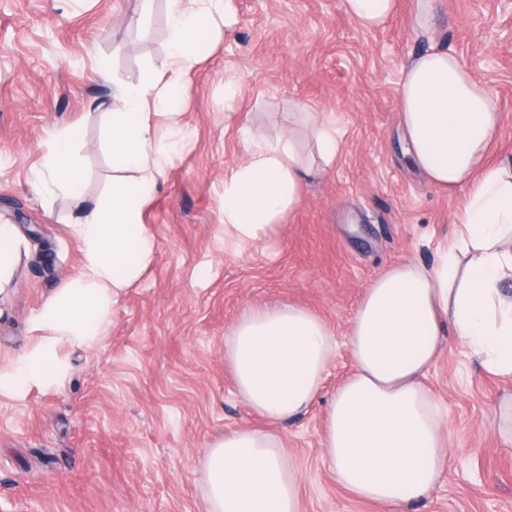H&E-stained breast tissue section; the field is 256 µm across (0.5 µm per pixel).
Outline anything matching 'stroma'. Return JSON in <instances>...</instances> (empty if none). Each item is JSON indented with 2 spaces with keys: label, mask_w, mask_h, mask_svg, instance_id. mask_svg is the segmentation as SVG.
<instances>
[{
  "label": "stroma",
  "mask_w": 512,
  "mask_h": 512,
  "mask_svg": "<svg viewBox=\"0 0 512 512\" xmlns=\"http://www.w3.org/2000/svg\"><path fill=\"white\" fill-rule=\"evenodd\" d=\"M434 4L435 28L422 35L413 0H397L373 30L342 0H230L232 26L201 36L170 102L180 130L155 120L171 152L141 208L152 264L122 292L102 345L65 349V380L22 398L0 393V512H207L201 458L241 428L280 437L300 471L302 512H385L336 483L320 437L353 370L347 332L365 289L402 261L432 267L466 194L409 165L396 107L406 60L437 46L457 53L497 95V150L512 153V0ZM168 13L166 0H0V224L23 238L0 281L1 366L27 348L30 317L81 267L68 228L78 202L33 180L49 138L73 128L82 201L111 191L113 91L164 72ZM299 104L335 125L336 161L307 179L267 238L238 243L224 233V173L245 156L239 129L273 138L294 128L317 159ZM288 303L319 314L336 347L318 399L275 425L240 396L224 338L246 310ZM423 383L443 410L453 462L430 497L397 512H512V445L494 430L512 381L451 335Z\"/></svg>",
  "instance_id": "obj_1"
}]
</instances>
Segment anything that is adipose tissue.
Here are the masks:
<instances>
[{
  "label": "adipose tissue",
  "instance_id": "ef3b65f1",
  "mask_svg": "<svg viewBox=\"0 0 512 512\" xmlns=\"http://www.w3.org/2000/svg\"><path fill=\"white\" fill-rule=\"evenodd\" d=\"M228 12L229 0H169L167 79L118 87L112 193L71 225L80 273L32 317L31 344L0 369V392L24 396L63 380L62 349L99 346L119 296L152 263L156 245L139 202L166 159L152 110L192 69V44ZM398 109L412 168L435 187L467 193L435 266L401 262L366 288L348 332L354 371L328 403L321 447L337 483L386 505L425 499L451 466V436L422 383L447 334L485 369L512 379V155L493 150L500 105L454 52L431 49L403 67ZM241 140L246 156L224 175V230L251 242L299 206L311 167L294 132L270 140L245 129ZM35 181L82 196L70 130L55 136ZM334 350L323 319L292 304L248 309L224 338L241 396L273 422L309 409ZM201 466L208 512H300V473L273 433L227 434L208 445Z\"/></svg>",
  "mask_w": 512,
  "mask_h": 512
}]
</instances>
